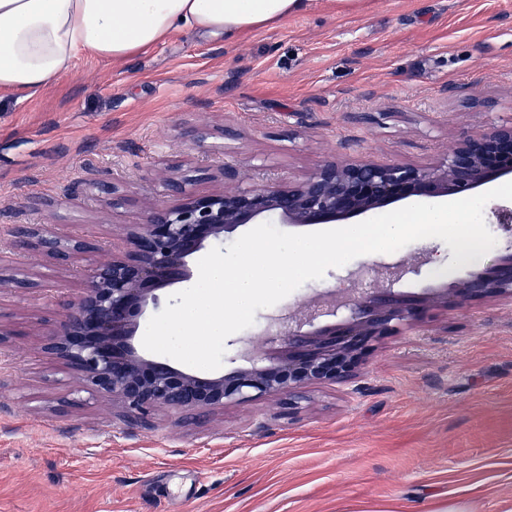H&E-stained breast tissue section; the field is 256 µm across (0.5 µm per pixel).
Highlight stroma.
I'll use <instances>...</instances> for the list:
<instances>
[{
	"instance_id": "35a3bbf8",
	"label": "stroma",
	"mask_w": 512,
	"mask_h": 512,
	"mask_svg": "<svg viewBox=\"0 0 512 512\" xmlns=\"http://www.w3.org/2000/svg\"><path fill=\"white\" fill-rule=\"evenodd\" d=\"M512 122V0H305L234 39L174 30L114 64L76 57L43 92L0 94V226L45 224L43 261L0 235V267L41 282L0 292V512H512V300L436 310L378 343L345 385L196 419L130 424L43 349L83 272L124 247L121 225L169 184L197 196L296 183L332 158L427 167L458 139ZM358 256L259 310L238 339L376 263Z\"/></svg>"
}]
</instances>
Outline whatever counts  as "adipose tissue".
<instances>
[{"label":"adipose tissue","mask_w":512,"mask_h":512,"mask_svg":"<svg viewBox=\"0 0 512 512\" xmlns=\"http://www.w3.org/2000/svg\"><path fill=\"white\" fill-rule=\"evenodd\" d=\"M303 0H0V93H37L78 54L120 63L189 27L235 38L278 24Z\"/></svg>","instance_id":"adipose-tissue-1"}]
</instances>
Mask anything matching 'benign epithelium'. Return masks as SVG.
I'll return each instance as SVG.
<instances>
[{
	"label": "benign epithelium",
	"instance_id": "1",
	"mask_svg": "<svg viewBox=\"0 0 512 512\" xmlns=\"http://www.w3.org/2000/svg\"><path fill=\"white\" fill-rule=\"evenodd\" d=\"M512 175V122L461 139L444 162L416 167L399 162L327 160L306 180L247 191L226 189L194 196L172 184L182 202L150 207L144 221L121 228L119 255L83 278L80 296L66 303L63 327L44 349L82 376L83 386L112 400L131 421L144 423L161 407L207 412L260 399L292 398L316 384H346L380 340L414 326L437 309L495 297L512 298V245L479 271L421 293L391 282L418 272L403 262L380 267L388 284L329 293L322 307L309 300L289 314L273 338L274 355L261 353L221 375L181 370L139 349L137 336L157 291L192 278L189 260L247 224L311 226L366 215L409 198L472 197L475 190ZM20 253L44 259L62 254L61 242L43 224L7 229ZM25 278L0 274V289L37 288Z\"/></svg>",
	"mask_w": 512,
	"mask_h": 512
}]
</instances>
